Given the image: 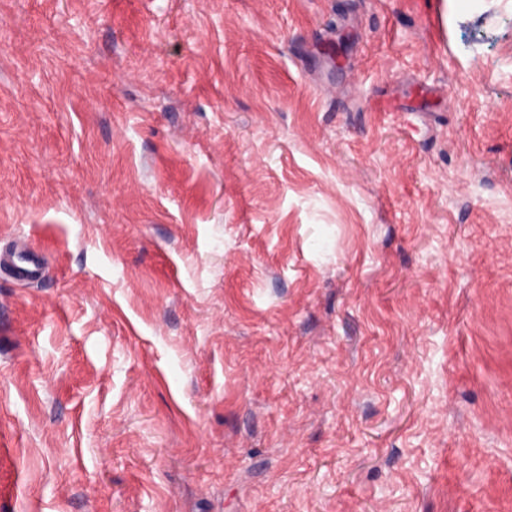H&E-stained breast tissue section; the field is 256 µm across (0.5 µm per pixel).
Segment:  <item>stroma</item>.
I'll list each match as a JSON object with an SVG mask.
<instances>
[{"instance_id": "35a3bbf8", "label": "stroma", "mask_w": 512, "mask_h": 512, "mask_svg": "<svg viewBox=\"0 0 512 512\" xmlns=\"http://www.w3.org/2000/svg\"><path fill=\"white\" fill-rule=\"evenodd\" d=\"M0 512H512V0H0Z\"/></svg>"}]
</instances>
